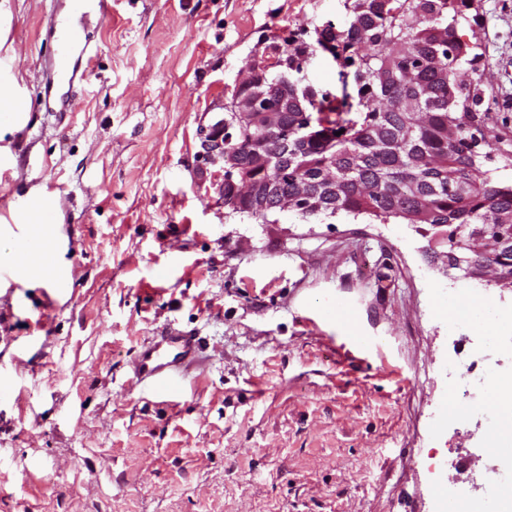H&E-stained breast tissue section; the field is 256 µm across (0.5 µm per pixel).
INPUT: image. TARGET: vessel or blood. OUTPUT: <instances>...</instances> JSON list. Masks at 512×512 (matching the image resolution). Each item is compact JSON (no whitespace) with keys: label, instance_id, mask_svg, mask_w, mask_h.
Returning a JSON list of instances; mask_svg holds the SVG:
<instances>
[{"label":"vessel or blood","instance_id":"obj_1","mask_svg":"<svg viewBox=\"0 0 512 512\" xmlns=\"http://www.w3.org/2000/svg\"><path fill=\"white\" fill-rule=\"evenodd\" d=\"M50 19L57 42L46 68V81L51 85L71 88L75 85L83 59L91 52L90 43L74 29L69 12L53 10ZM194 363L193 336L172 327L156 337L151 346L138 352L137 374L148 382L152 391L171 396L181 389Z\"/></svg>","mask_w":512,"mask_h":512}]
</instances>
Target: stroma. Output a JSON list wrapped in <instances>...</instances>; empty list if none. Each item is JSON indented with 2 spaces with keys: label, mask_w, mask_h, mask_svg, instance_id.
Listing matches in <instances>:
<instances>
[{
  "label": "stroma",
  "mask_w": 512,
  "mask_h": 512,
  "mask_svg": "<svg viewBox=\"0 0 512 512\" xmlns=\"http://www.w3.org/2000/svg\"><path fill=\"white\" fill-rule=\"evenodd\" d=\"M51 0H0V67L29 121L0 134V233L46 185L61 290L0 282V512H436L440 482L483 496L502 455L451 393L482 359L456 300L512 288L447 270L426 226L224 208L201 135L271 43L343 26L344 0H109L94 61L47 111ZM482 71L477 144L512 179V0H471ZM202 338L174 398L137 376L167 325Z\"/></svg>",
  "instance_id": "obj_1"
}]
</instances>
